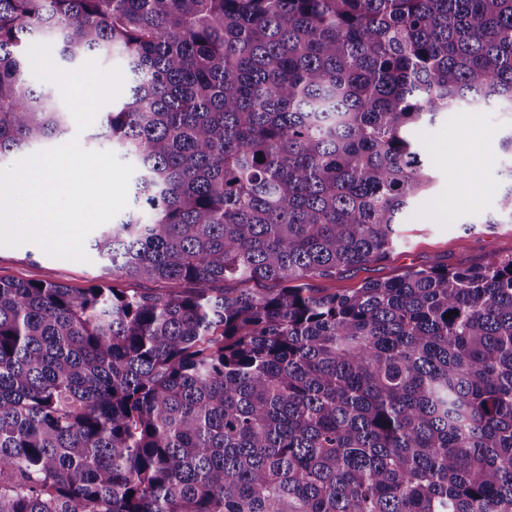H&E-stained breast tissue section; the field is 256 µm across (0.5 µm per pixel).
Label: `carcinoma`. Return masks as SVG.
I'll use <instances>...</instances> for the list:
<instances>
[{
    "label": "carcinoma",
    "mask_w": 512,
    "mask_h": 512,
    "mask_svg": "<svg viewBox=\"0 0 512 512\" xmlns=\"http://www.w3.org/2000/svg\"><path fill=\"white\" fill-rule=\"evenodd\" d=\"M41 39L131 75L90 249L190 288L0 279V512H512V257L307 284L392 253L407 128L512 110V0H0V160L69 132Z\"/></svg>",
    "instance_id": "cac0c4a2"
}]
</instances>
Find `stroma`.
I'll list each match as a JSON object with an SVG mask.
<instances>
[{"instance_id": "stroma-1", "label": "stroma", "mask_w": 512, "mask_h": 512, "mask_svg": "<svg viewBox=\"0 0 512 512\" xmlns=\"http://www.w3.org/2000/svg\"><path fill=\"white\" fill-rule=\"evenodd\" d=\"M512 132V112L490 106L479 112H451L412 129L427 156L432 182L413 200L399 227L400 243L382 262L338 272L326 288L349 291L368 280L401 275L411 267H467L486 257L512 256V222L498 221L499 199L512 178V153L503 147ZM495 219L486 228L485 219ZM0 279L50 281L75 288L106 283L128 287L101 262L55 258L37 244L0 247Z\"/></svg>"}]
</instances>
